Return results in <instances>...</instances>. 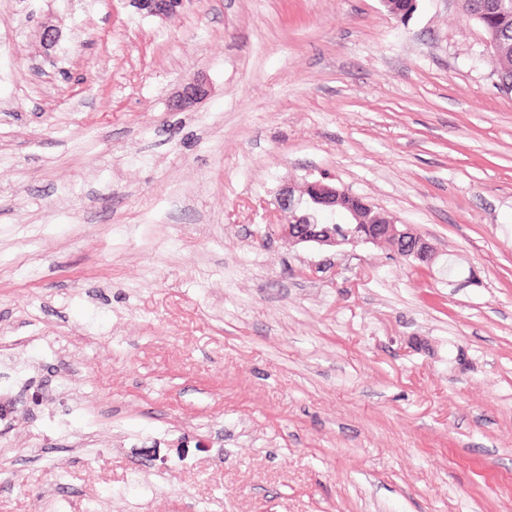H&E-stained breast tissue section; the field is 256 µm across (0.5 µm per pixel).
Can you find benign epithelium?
I'll return each mask as SVG.
<instances>
[{
	"mask_svg": "<svg viewBox=\"0 0 512 512\" xmlns=\"http://www.w3.org/2000/svg\"><path fill=\"white\" fill-rule=\"evenodd\" d=\"M140 13L167 18L179 12L185 0H128ZM61 38L60 31L51 24H43L39 40L44 49L55 47ZM210 93L207 79L194 74L187 79L170 101L171 109L182 112L206 99ZM347 191L321 180L306 183L295 189L285 186L277 198L278 209L287 214L284 222L274 223L277 236L293 245L316 244L322 247H338L347 244H385L397 254L431 266L436 250L423 236L405 224H398L363 199L356 206L338 210V204ZM344 214L354 228L338 232L336 216Z\"/></svg>",
	"mask_w": 512,
	"mask_h": 512,
	"instance_id": "obj_1",
	"label": "benign epithelium"
}]
</instances>
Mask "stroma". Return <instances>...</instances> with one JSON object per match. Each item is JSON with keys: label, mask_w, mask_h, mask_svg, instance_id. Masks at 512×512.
Masks as SVG:
<instances>
[{"label": "stroma", "mask_w": 512, "mask_h": 512, "mask_svg": "<svg viewBox=\"0 0 512 512\" xmlns=\"http://www.w3.org/2000/svg\"><path fill=\"white\" fill-rule=\"evenodd\" d=\"M324 176L435 263L268 233ZM0 404V512H512V89L482 26L0 0ZM210 93L207 79L200 74H194L187 79L170 101L171 109L182 112L190 109L206 99Z\"/></svg>", "instance_id": "obj_1"}]
</instances>
